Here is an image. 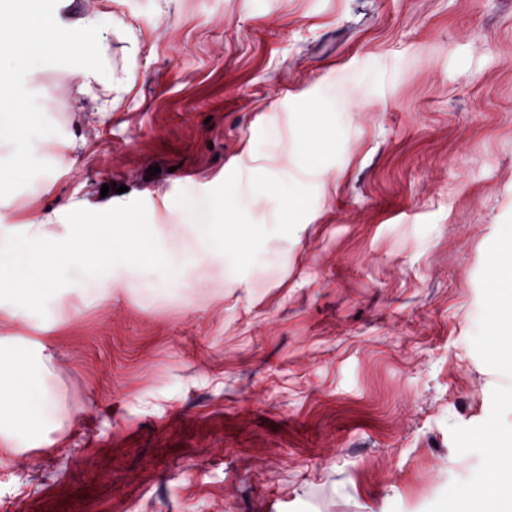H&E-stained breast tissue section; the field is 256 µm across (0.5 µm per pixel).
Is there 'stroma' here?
<instances>
[{
  "label": "stroma",
  "mask_w": 512,
  "mask_h": 512,
  "mask_svg": "<svg viewBox=\"0 0 512 512\" xmlns=\"http://www.w3.org/2000/svg\"><path fill=\"white\" fill-rule=\"evenodd\" d=\"M83 69L26 77L51 172L0 241L143 200L177 272L119 266L47 318L0 302V512H426L504 378L471 345L512 215V0H59ZM156 175H149L150 167ZM109 193H102V185ZM248 225L203 252L222 208Z\"/></svg>",
  "instance_id": "35a3bbf8"
}]
</instances>
